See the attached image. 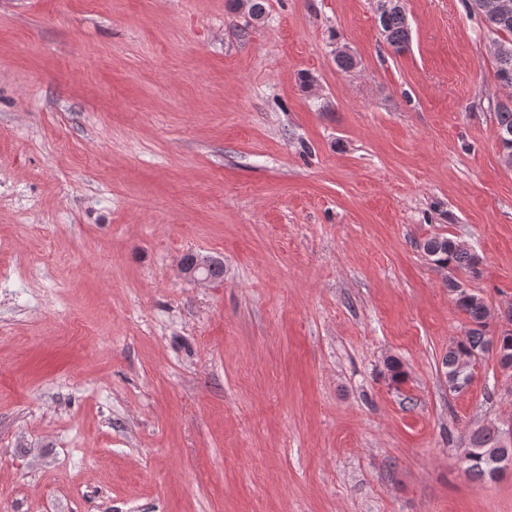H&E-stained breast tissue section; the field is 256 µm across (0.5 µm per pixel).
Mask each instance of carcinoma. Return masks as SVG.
<instances>
[{"mask_svg": "<svg viewBox=\"0 0 512 512\" xmlns=\"http://www.w3.org/2000/svg\"><path fill=\"white\" fill-rule=\"evenodd\" d=\"M498 0H471L472 9L480 13L488 25L505 36L503 44L512 48V9L505 12L497 7ZM378 20L386 43L400 52L409 43V28L404 5L400 0H389V8L378 6ZM498 68L496 76L499 83L512 88V51L496 54ZM497 133L512 134V99L500 103L496 112ZM422 249L434 261H443L453 269H464L477 274L478 256L461 242L445 236H432L422 245ZM448 290L453 295L455 304L470 321L468 335L448 348L443 365L448 376V386L460 390L471 383L472 372L457 368V361L463 352L483 354L492 345L493 337L487 335L488 320L491 312L478 295H470L461 290V283L454 278L448 279ZM502 435L492 428L475 432L468 448L463 450L468 476L477 482L495 479L496 462L494 452L501 447Z\"/></svg>", "mask_w": 512, "mask_h": 512, "instance_id": "cac0c4a2", "label": "carcinoma"}]
</instances>
